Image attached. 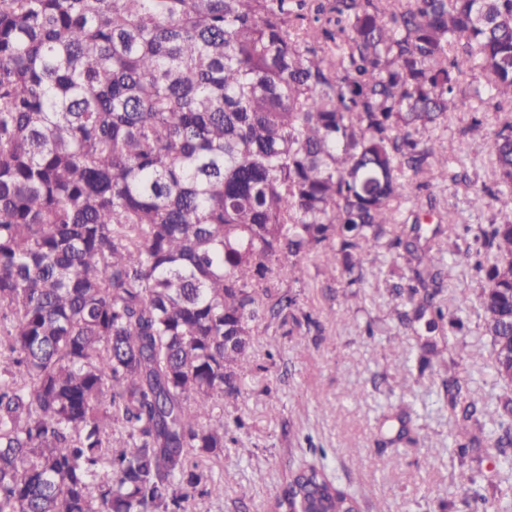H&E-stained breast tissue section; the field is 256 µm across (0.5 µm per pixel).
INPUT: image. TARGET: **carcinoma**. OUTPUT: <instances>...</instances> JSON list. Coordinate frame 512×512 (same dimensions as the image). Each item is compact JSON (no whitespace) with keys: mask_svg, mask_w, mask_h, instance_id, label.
Listing matches in <instances>:
<instances>
[{"mask_svg":"<svg viewBox=\"0 0 512 512\" xmlns=\"http://www.w3.org/2000/svg\"><path fill=\"white\" fill-rule=\"evenodd\" d=\"M476 69L512 111V0H0V512H189L219 486L224 397L251 369L252 324H316L278 279L365 257L410 224L405 327L449 321L438 295L448 239L428 233L432 136ZM496 190L512 214V116L494 133ZM458 262L504 392L467 399L448 452L495 424L512 447V221L465 227ZM272 512H360L323 448ZM481 512L512 501L473 497Z\"/></svg>","mask_w":512,"mask_h":512,"instance_id":"carcinoma-1","label":"carcinoma"}]
</instances>
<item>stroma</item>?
Returning <instances> with one entry per match:
<instances>
[{"instance_id": "35a3bbf8", "label": "stroma", "mask_w": 512, "mask_h": 512, "mask_svg": "<svg viewBox=\"0 0 512 512\" xmlns=\"http://www.w3.org/2000/svg\"><path fill=\"white\" fill-rule=\"evenodd\" d=\"M486 117V135L463 138L473 111ZM499 115L491 99L465 90L448 128L437 135L449 157L460 142L477 163L468 170L477 185L496 188L497 175L488 133ZM437 195V209L462 225L498 221L496 210L471 209L439 172L426 176ZM406 265L397 250L380 249L365 262L364 281L342 296L340 267L313 263L306 284L291 285L300 307L317 327L307 332L257 325L250 338L253 369L237 398H225L224 453L210 469L223 491L195 495L191 512H270V505L298 459L311 448L325 449L340 481L360 498L362 512H471L473 494L512 500V472L499 465L498 449L485 446L465 457L445 448L455 423L440 396L448 376L461 373L471 354V398L483 406L501 393L491 338L484 328L477 295L481 278L447 255L442 299L463 323L426 333L423 324L402 328L393 287L406 283ZM437 356L427 367L417 357L426 342ZM407 414L411 442L396 441L398 414ZM475 477L463 492L456 476Z\"/></svg>"}]
</instances>
